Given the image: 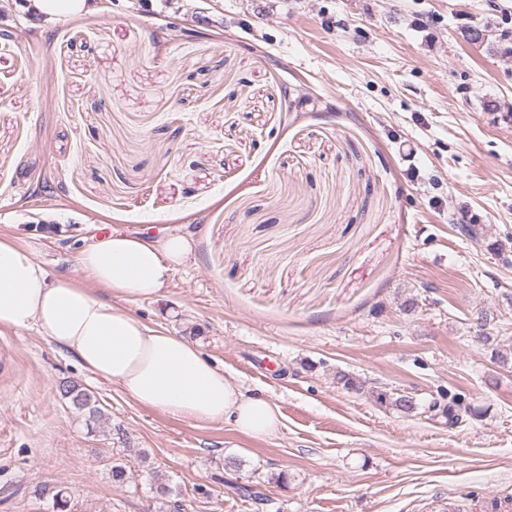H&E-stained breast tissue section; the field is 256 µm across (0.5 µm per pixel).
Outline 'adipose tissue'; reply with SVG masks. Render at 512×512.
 <instances>
[{
  "instance_id": "obj_1",
  "label": "adipose tissue",
  "mask_w": 512,
  "mask_h": 512,
  "mask_svg": "<svg viewBox=\"0 0 512 512\" xmlns=\"http://www.w3.org/2000/svg\"><path fill=\"white\" fill-rule=\"evenodd\" d=\"M190 248L183 235L153 240L114 231L81 249L82 284L50 275L16 238L0 235V329H36L143 407L197 421L229 420L245 435L273 436L281 426L277 406L234 386L196 345L124 307L155 298ZM93 283L112 292L113 301L93 296Z\"/></svg>"
}]
</instances>
